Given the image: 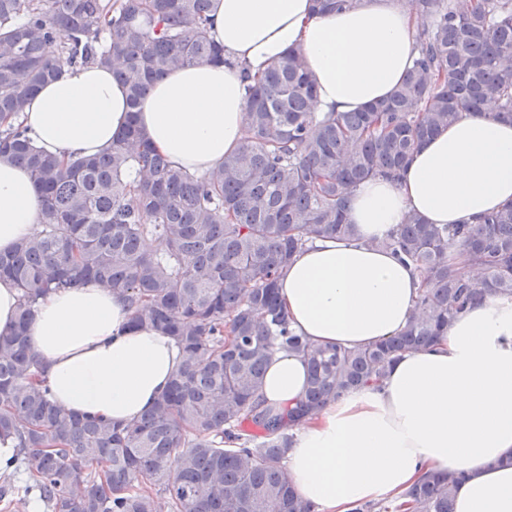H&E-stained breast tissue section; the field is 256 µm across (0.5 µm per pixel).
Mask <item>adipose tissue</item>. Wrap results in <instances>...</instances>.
Instances as JSON below:
<instances>
[{
    "label": "adipose tissue",
    "instance_id": "1",
    "mask_svg": "<svg viewBox=\"0 0 512 512\" xmlns=\"http://www.w3.org/2000/svg\"><path fill=\"white\" fill-rule=\"evenodd\" d=\"M214 38L226 61L156 81L138 114L155 149L198 176L244 142L246 75L288 50L315 86L312 111L352 112L388 98L418 55L420 21L402 0H361L316 14L313 0H214ZM35 143L67 160L106 152L128 120L127 91L109 69H68L20 116ZM512 204V124L464 112L424 142L404 170L357 184L349 241L305 247L282 269L279 297L294 331L319 345L360 348L399 332L423 286L419 272L379 240L407 214L430 224H472ZM41 202L29 172L0 159V252L31 236ZM111 290L89 284L42 297L29 329L53 402L129 423L151 409L181 362L160 331L132 323ZM307 366L276 351L261 396L274 413L303 398ZM287 467L315 512H353L398 497L425 473L462 474L454 512H512V299L486 296L434 346L408 353L382 384L328 403L301 426Z\"/></svg>",
    "mask_w": 512,
    "mask_h": 512
}]
</instances>
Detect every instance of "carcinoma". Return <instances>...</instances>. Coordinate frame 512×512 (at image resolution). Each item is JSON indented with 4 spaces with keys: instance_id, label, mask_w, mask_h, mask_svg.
<instances>
[{
    "instance_id": "carcinoma-1",
    "label": "carcinoma",
    "mask_w": 512,
    "mask_h": 512,
    "mask_svg": "<svg viewBox=\"0 0 512 512\" xmlns=\"http://www.w3.org/2000/svg\"><path fill=\"white\" fill-rule=\"evenodd\" d=\"M358 0H314L318 12ZM424 17L419 55L391 97L323 120L294 50L246 76L249 136L204 176L172 167L136 123L153 82L201 61L225 63L211 35L213 0H0V158L26 167L43 200L36 232L0 253L20 292L0 333V442L46 512H312L295 491L289 430L348 390L382 382L394 360L429 347L487 294L512 298V204L478 226L410 213L377 242L422 274L398 335L321 347L289 326L280 270L309 243L346 238L348 195L400 170L462 111L512 122V0H406ZM113 69L130 121L99 157L61 161L19 122L64 69ZM475 269L461 276L448 249ZM95 283L121 296L133 323L172 338L183 360L155 406L130 425L65 414L52 402L27 328L48 292ZM277 349L308 364L304 399L272 415L259 391ZM460 475L424 476L374 511L453 512Z\"/></svg>"
}]
</instances>
